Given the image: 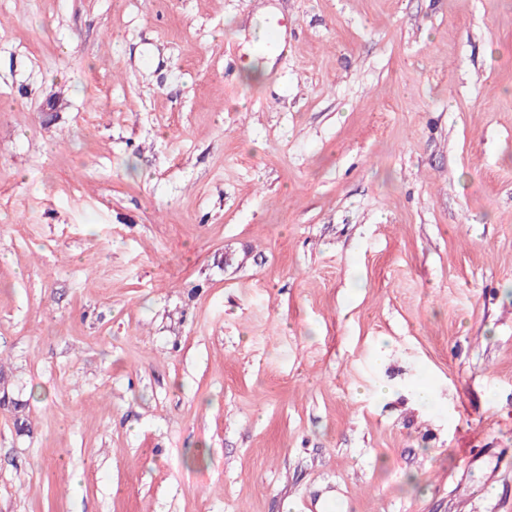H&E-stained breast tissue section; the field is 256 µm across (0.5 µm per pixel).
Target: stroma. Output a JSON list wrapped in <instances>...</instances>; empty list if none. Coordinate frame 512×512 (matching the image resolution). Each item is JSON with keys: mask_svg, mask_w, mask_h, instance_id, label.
Here are the masks:
<instances>
[{"mask_svg": "<svg viewBox=\"0 0 512 512\" xmlns=\"http://www.w3.org/2000/svg\"><path fill=\"white\" fill-rule=\"evenodd\" d=\"M0 370V512H512V0H0Z\"/></svg>", "mask_w": 512, "mask_h": 512, "instance_id": "1", "label": "stroma"}]
</instances>
